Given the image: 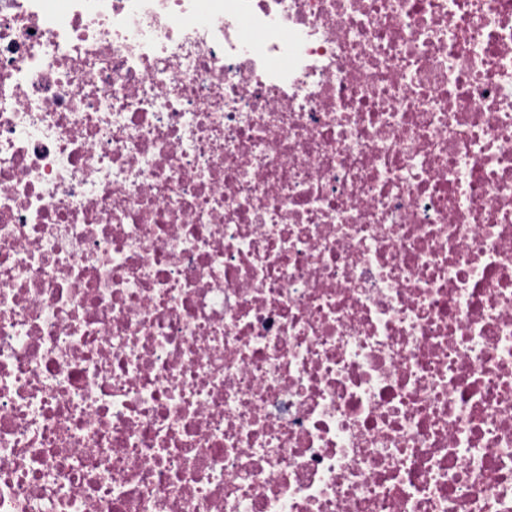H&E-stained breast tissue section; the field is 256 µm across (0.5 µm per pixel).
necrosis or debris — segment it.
I'll return each instance as SVG.
<instances>
[{
  "instance_id": "necrosis-or-debris-1",
  "label": "necrosis or debris",
  "mask_w": 512,
  "mask_h": 512,
  "mask_svg": "<svg viewBox=\"0 0 512 512\" xmlns=\"http://www.w3.org/2000/svg\"><path fill=\"white\" fill-rule=\"evenodd\" d=\"M0 512H512V0H0Z\"/></svg>"
}]
</instances>
